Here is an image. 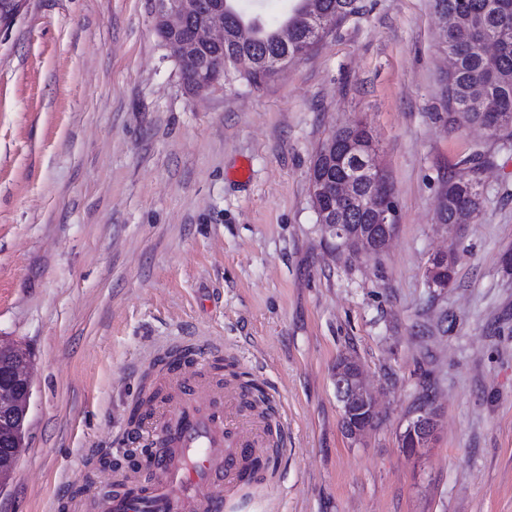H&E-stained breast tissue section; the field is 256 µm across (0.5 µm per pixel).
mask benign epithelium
<instances>
[{
  "instance_id": "benign-epithelium-1",
  "label": "benign epithelium",
  "mask_w": 512,
  "mask_h": 512,
  "mask_svg": "<svg viewBox=\"0 0 512 512\" xmlns=\"http://www.w3.org/2000/svg\"><path fill=\"white\" fill-rule=\"evenodd\" d=\"M192 2L155 0L153 24L156 34L172 50L180 65L183 86L191 95L197 96L212 87L223 72L206 67L196 57L189 58V45L193 43L201 48L224 46V0H209L204 21L189 30L187 18ZM346 154L357 158L362 165L361 172L366 175L360 191H353L352 180L348 178L335 183L326 182V178L322 177L323 170L343 163V157L327 152L323 154L322 161L310 169L309 182L323 231L331 238L340 240L344 248L368 257L374 252L385 251L392 239L393 215L385 203L390 190L379 164L367 161L361 144L352 136L347 139ZM338 197L368 212L372 223L381 225L382 232L372 235L360 228L336 223L338 215L332 200ZM439 262H448V253H437L430 258L425 271L430 288L448 287V282L435 278L437 268L434 264ZM333 379L341 405L344 434L356 440L367 429L364 418L378 412L376 397L368 388L363 366L354 355L342 354L337 358ZM32 394V356L20 347L15 352L9 375L0 379V425L10 424V433L15 438L25 436ZM436 417L435 408L428 405L421 407L409 419L401 437H411L418 447H427L435 430Z\"/></svg>"
}]
</instances>
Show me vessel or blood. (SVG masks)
I'll return each instance as SVG.
<instances>
[{"label": "vessel or blood", "instance_id": "obj_1", "mask_svg": "<svg viewBox=\"0 0 512 512\" xmlns=\"http://www.w3.org/2000/svg\"><path fill=\"white\" fill-rule=\"evenodd\" d=\"M178 349L181 361L155 377L156 397L139 403L150 420L151 461L113 470L110 493L55 497L53 512H251L267 450L286 428L214 372L223 348L188 340Z\"/></svg>", "mask_w": 512, "mask_h": 512}]
</instances>
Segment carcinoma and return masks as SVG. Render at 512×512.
I'll list each match as a JSON object with an SVG mask.
<instances>
[{
	"instance_id": "obj_1",
	"label": "carcinoma",
	"mask_w": 512,
	"mask_h": 512,
	"mask_svg": "<svg viewBox=\"0 0 512 512\" xmlns=\"http://www.w3.org/2000/svg\"><path fill=\"white\" fill-rule=\"evenodd\" d=\"M288 17L267 25L258 36L235 12L224 11V48L205 53L212 65L239 59L251 63L243 78L255 85L271 78L276 66L291 60L298 44L315 35L317 20L334 14L342 20L358 12L357 0H298ZM441 21L442 45L451 66L445 76L446 123L451 130L494 128L512 131V0H433ZM495 51L489 53L486 46ZM479 182L463 176L443 181L441 211L455 224L472 212Z\"/></svg>"
}]
</instances>
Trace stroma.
Returning <instances> with one entry per match:
<instances>
[{
	"instance_id": "obj_1",
	"label": "stroma",
	"mask_w": 512,
	"mask_h": 512,
	"mask_svg": "<svg viewBox=\"0 0 512 512\" xmlns=\"http://www.w3.org/2000/svg\"><path fill=\"white\" fill-rule=\"evenodd\" d=\"M360 4L279 76L228 65L195 97L153 0H28L0 27V339L34 361L0 512H49L83 470L125 462L138 368L183 336L259 370L288 414L262 512H512V137L443 121L433 0ZM357 121L396 206L376 258L325 236L310 191L318 148ZM476 153L479 217L436 223ZM446 249L454 279L428 287ZM344 353L379 402L358 442ZM428 399L435 434L408 451ZM448 256H450V255H448V252H441V253H437V254L433 255L430 258L428 265L426 267V271H425V278H426L428 287L448 288V286L453 281L456 259L454 258L453 260L448 261ZM439 262H443V263L448 262V264L446 266H443L442 270L438 274V276L440 278H443L448 282L441 281V280L435 278L437 268L434 267V264L439 263Z\"/></svg>"
}]
</instances>
